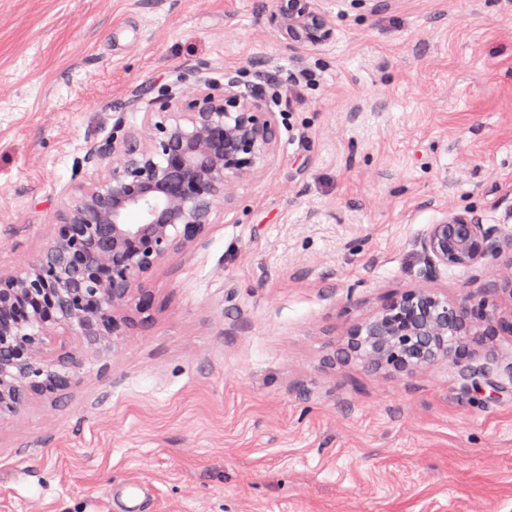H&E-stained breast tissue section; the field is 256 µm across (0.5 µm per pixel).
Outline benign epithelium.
I'll return each mask as SVG.
<instances>
[{"label": "benign epithelium", "mask_w": 512, "mask_h": 512, "mask_svg": "<svg viewBox=\"0 0 512 512\" xmlns=\"http://www.w3.org/2000/svg\"><path fill=\"white\" fill-rule=\"evenodd\" d=\"M263 16L290 51L324 45L333 25L317 0H269ZM224 82L195 68L149 100L143 127L89 148L99 179L77 187L59 210L46 247L23 271L0 272V416L31 393L71 383L76 357L41 365L51 342L79 329L86 343L112 342L133 326L127 314L153 310L147 283L174 255L203 243L221 214L235 208L236 186L256 177L277 147V120L266 100L268 76ZM420 245L433 266L467 267L496 248L491 230L452 214L431 224ZM512 335V313L493 300L448 302L419 288L388 300L355 325L347 348L376 367L413 372L448 358V337Z\"/></svg>", "instance_id": "7a95c632"}]
</instances>
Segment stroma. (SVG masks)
Here are the masks:
<instances>
[{"label": "stroma", "instance_id": "obj_1", "mask_svg": "<svg viewBox=\"0 0 512 512\" xmlns=\"http://www.w3.org/2000/svg\"><path fill=\"white\" fill-rule=\"evenodd\" d=\"M265 0H0V270L25 269L84 157L194 67L271 78L278 146L237 210L154 272L120 345L64 337L60 396L0 419V512H512V336L411 374L345 353L390 297L451 302L512 276V0H319L334 39L298 53ZM495 231L431 267L448 214ZM479 371L481 390L461 374ZM420 245L434 267L446 268L474 265L496 248L492 231L462 214H452L429 225ZM126 491L125 499L120 500V508L125 512H146V506L150 492L147 487L139 482H128L124 484Z\"/></svg>", "mask_w": 512, "mask_h": 512}]
</instances>
